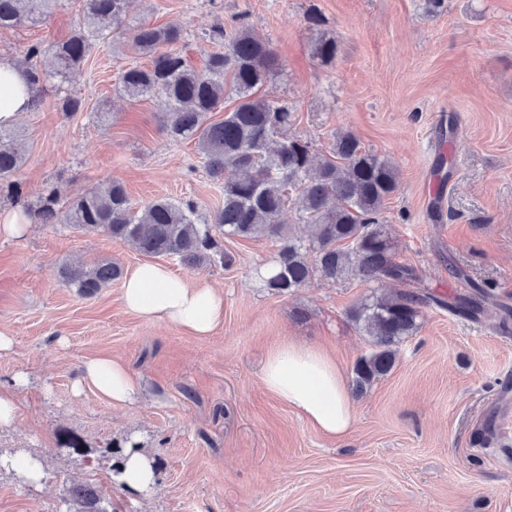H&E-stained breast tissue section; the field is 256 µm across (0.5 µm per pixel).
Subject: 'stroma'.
Returning a JSON list of instances; mask_svg holds the SVG:
<instances>
[{"label":"stroma","mask_w":512,"mask_h":512,"mask_svg":"<svg viewBox=\"0 0 512 512\" xmlns=\"http://www.w3.org/2000/svg\"><path fill=\"white\" fill-rule=\"evenodd\" d=\"M240 15L278 57L266 93L296 112L297 135L325 146L346 130L393 161L399 190L382 222L426 290L451 301L475 282L512 307V0H444L433 14L423 0H131L127 12L132 25L181 26L196 69L218 49L208 31ZM81 22L80 0H61L46 22L0 31V52L22 57L31 44L68 39ZM321 33L339 45L329 64L313 54ZM139 60L131 47L97 44L66 80L39 91L15 124L26 151L14 178L22 204L35 205L49 184L66 202L108 180L138 205L190 198L209 216L223 204L195 143L167 140L158 101L115 95L121 70ZM69 94L84 109L66 118L58 102ZM103 110L105 124L96 117ZM223 246L232 265L166 262L224 292L223 325L199 338L128 312L120 283L86 298L61 282L60 268L74 261L143 263L129 246L69 224L0 237V330L14 340L0 352V391L17 406L15 421L0 427V459L24 451L44 466L35 486L0 462V512H68L75 482L95 488L111 512H512V423L492 443L481 438L486 421L512 406V328L493 314L425 309L393 370L351 392V431L330 439L264 392L261 369L268 349L289 337L324 347L352 374L371 347L348 310L368 286L355 275L317 278L276 294L254 276L276 241ZM452 265L463 278L449 274ZM106 354L140 384L128 403L74 391L84 363ZM68 436L81 448L65 447ZM128 438L155 459L151 492L112 480L114 448Z\"/></svg>","instance_id":"stroma-1"}]
</instances>
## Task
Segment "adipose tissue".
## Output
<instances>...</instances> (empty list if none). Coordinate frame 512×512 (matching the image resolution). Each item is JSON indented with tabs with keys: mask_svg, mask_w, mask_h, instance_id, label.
I'll return each instance as SVG.
<instances>
[{
	"mask_svg": "<svg viewBox=\"0 0 512 512\" xmlns=\"http://www.w3.org/2000/svg\"><path fill=\"white\" fill-rule=\"evenodd\" d=\"M27 74L10 57L0 58V124H15L33 105ZM125 307L139 316L168 322L196 336L210 335L224 319V296L210 285L189 283L170 268L145 263L129 271L122 285ZM261 380L264 388L324 435H345L354 421L346 379L323 350L283 341L267 353ZM81 384L112 403L130 401L136 382L126 366L109 357L83 365Z\"/></svg>",
	"mask_w": 512,
	"mask_h": 512,
	"instance_id": "1",
	"label": "adipose tissue"
}]
</instances>
